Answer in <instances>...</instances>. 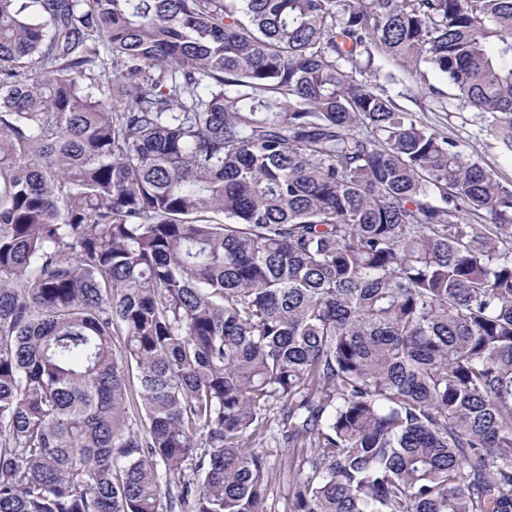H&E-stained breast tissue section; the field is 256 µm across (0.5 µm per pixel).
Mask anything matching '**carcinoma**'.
Segmentation results:
<instances>
[{"label": "carcinoma", "instance_id": "obj_1", "mask_svg": "<svg viewBox=\"0 0 512 512\" xmlns=\"http://www.w3.org/2000/svg\"><path fill=\"white\" fill-rule=\"evenodd\" d=\"M427 71L512 153V0H0V512H267L276 405L291 512H512V183ZM429 85L439 93L430 92ZM455 94L446 80L428 73V82L423 85L417 103L405 99L399 102L410 112H416L424 121L458 140L466 158L492 170L502 181L512 182V156L503 153L486 124Z\"/></svg>", "mask_w": 512, "mask_h": 512}]
</instances>
